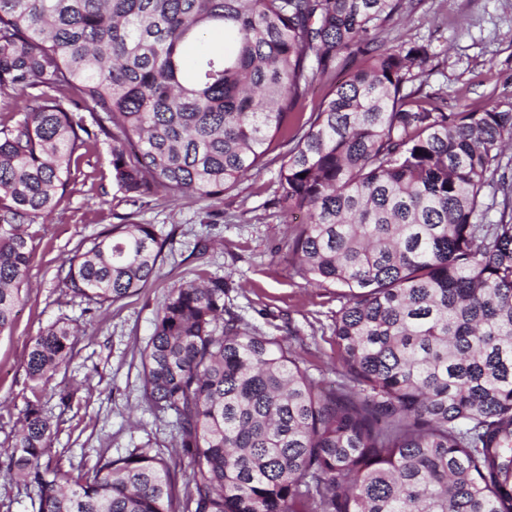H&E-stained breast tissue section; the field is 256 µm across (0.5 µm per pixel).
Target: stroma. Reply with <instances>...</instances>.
<instances>
[{"instance_id": "obj_1", "label": "stroma", "mask_w": 512, "mask_h": 512, "mask_svg": "<svg viewBox=\"0 0 512 512\" xmlns=\"http://www.w3.org/2000/svg\"><path fill=\"white\" fill-rule=\"evenodd\" d=\"M382 39L390 48L429 47L423 74L406 91L440 95L452 112L512 105V0H417ZM276 187L271 165L219 198L136 201L113 184L106 144L75 154L66 198L46 222L28 228L32 261L24 302L13 327L0 333V512L37 510V489L15 476L7 456L30 403L58 421L47 456L62 470L74 462L93 466L99 455H123L150 440L178 474L189 472L174 430L141 400V353L174 283L224 277V304L244 327L296 350L313 378L339 381L333 328L343 291L307 285L296 274L289 258L293 226L272 203ZM128 223L153 225L167 239L158 276L103 308L70 293L57 276L60 266L81 243ZM204 237L209 243L202 255L196 244ZM56 321L78 325L79 334L67 366L36 389L26 374L28 354L40 331ZM65 390L74 397L64 412Z\"/></svg>"}]
</instances>
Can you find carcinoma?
<instances>
[{"label":"carcinoma","instance_id":"obj_1","mask_svg":"<svg viewBox=\"0 0 512 512\" xmlns=\"http://www.w3.org/2000/svg\"><path fill=\"white\" fill-rule=\"evenodd\" d=\"M412 3L0 0V95L21 101L0 127V334L23 304L27 227L91 141L132 198L220 197L279 164L277 204L308 216L296 274L347 289L344 381L327 390L226 313L224 278L173 285L142 399L171 418L186 480L149 442L72 479L41 463L53 423L30 403L9 462L37 512H512V105L404 92L427 46L380 34ZM165 246L151 224H115L63 284L111 305ZM77 335L41 331L28 379L48 385Z\"/></svg>","mask_w":512,"mask_h":512}]
</instances>
